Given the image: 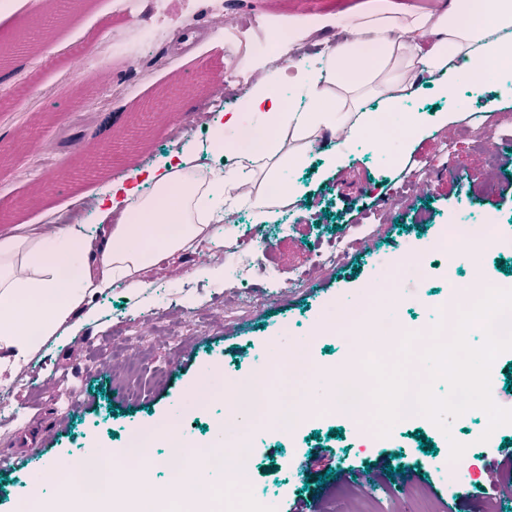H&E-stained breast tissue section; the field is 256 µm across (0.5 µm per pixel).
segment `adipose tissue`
I'll list each match as a JSON object with an SVG mask.
<instances>
[{"instance_id":"obj_1","label":"adipose tissue","mask_w":512,"mask_h":512,"mask_svg":"<svg viewBox=\"0 0 512 512\" xmlns=\"http://www.w3.org/2000/svg\"><path fill=\"white\" fill-rule=\"evenodd\" d=\"M346 39L307 62L296 48L315 37L298 29L276 40L280 67L259 58L246 111L220 112L213 138L235 130L229 168L199 163L194 142L171 156L163 171L121 174L98 197L95 230L55 223L29 237L0 233V349L25 361L39 343L67 323L87 295L118 280L142 285V274L162 259L234 235L235 213L248 206L258 222L287 210L297 189L284 170L304 166L320 141L334 151L367 141L389 156L392 142L381 114H400L407 137L420 127L403 113L416 83L452 89L460 75L486 77L512 65V0H455L452 10L356 15L341 24ZM380 112L363 106L365 93ZM20 512H112L111 500L63 488L57 501L29 494Z\"/></svg>"}]
</instances>
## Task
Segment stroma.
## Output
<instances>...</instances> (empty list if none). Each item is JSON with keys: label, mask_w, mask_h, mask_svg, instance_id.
Returning <instances> with one entry per match:
<instances>
[{"label": "stroma", "mask_w": 512, "mask_h": 512, "mask_svg": "<svg viewBox=\"0 0 512 512\" xmlns=\"http://www.w3.org/2000/svg\"><path fill=\"white\" fill-rule=\"evenodd\" d=\"M117 0H81L69 13L56 0H0V30L49 33L54 53L32 45L0 63V217L40 227L48 209L79 216L93 209L116 175L163 166L185 139L209 140L202 107L242 111L240 73L254 56L222 58L223 30L197 15L196 0H166L158 22L161 48L142 45ZM225 12L255 17L271 30L322 27L329 44L343 40L332 11L308 10L304 0H224ZM143 55L147 68L135 64ZM405 108L418 116L419 137L383 158L356 141L343 161L316 149L291 173L298 200L267 223L241 208L238 233L223 249L174 255L144 277L141 288L114 283L83 304L76 325H63L0 383V452L29 455L31 466L0 469V512H16L54 457L90 448H120L136 429L183 410L187 445L203 448L225 414L223 400L188 405L186 391L209 370L247 376L274 349L299 341L314 347L316 365H344L353 339L317 336L314 326L360 306L407 256L429 262L427 279L403 283L394 294L398 319L427 322L454 283L492 285L511 280L512 68L482 80L464 78L451 92L416 85ZM499 144L497 153L486 143ZM430 181L426 195L413 181ZM488 224L470 258L449 264L441 241L462 225ZM361 243L329 268L319 252L335 239ZM328 391L313 395L312 421L282 434L269 423L251 426L254 463L246 483L267 492L273 512L303 501L315 512H412L426 494L433 512H512V492L498 486L502 442L495 430L470 445L487 423L483 412L454 419L449 432L430 420L397 429L387 441L363 440L356 426L326 411ZM437 451L423 454L420 437ZM469 444L461 472L448 473L449 441ZM335 454L332 471L355 465L378 469L382 454L417 467L405 489H370L351 482L308 480L300 464L313 448Z\"/></svg>", "instance_id": "1"}]
</instances>
